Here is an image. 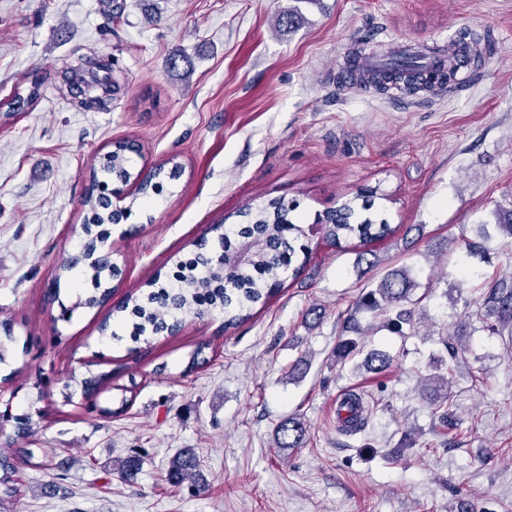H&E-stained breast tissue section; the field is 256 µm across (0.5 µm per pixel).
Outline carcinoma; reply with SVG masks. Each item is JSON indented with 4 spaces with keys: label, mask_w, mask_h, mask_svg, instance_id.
Listing matches in <instances>:
<instances>
[{
    "label": "carcinoma",
    "mask_w": 512,
    "mask_h": 512,
    "mask_svg": "<svg viewBox=\"0 0 512 512\" xmlns=\"http://www.w3.org/2000/svg\"><path fill=\"white\" fill-rule=\"evenodd\" d=\"M41 84L31 83L26 96L18 95L10 103L9 111L16 112L38 99ZM133 148L123 141L113 144V149L100 167L105 177L116 183L112 193L118 195L122 186L131 179L139 181V193H159L161 183L157 182L162 169H156L152 178L141 181L133 175L128 153ZM362 205H357L358 200ZM87 216L83 225L84 242L78 250L69 255L63 268L70 271L85 266L91 271L90 280L95 287L102 285V279L118 274V267L112 261H87V252L102 246L107 237L106 225L117 224L128 216L132 207L112 210V202L102 192L88 193L81 200ZM299 207L295 200L269 199L244 212L247 222L237 224L226 231L221 226L213 227L217 239L198 247L193 267L195 270L182 278L171 280L142 296L130 297L118 307L128 312L130 337L138 339L146 334L174 333L180 324V317L186 313L197 315L208 312V308H224V327L233 328L247 320L251 311L264 306L274 297L284 283L286 273L297 275L301 266L295 265L298 256H308L309 247L302 242L304 229L292 221L291 213ZM373 202L365 199L360 192L346 200L334 210L321 213L316 218L323 236L331 243L357 238L363 244L385 238L394 232L386 220H375L362 215L369 211ZM419 283L406 270L388 273L378 285L361 296L357 310L372 314L396 334H405L404 327L413 325V310L407 307ZM489 312L503 322L512 321V285L495 284L486 292ZM344 331L348 335L339 340L336 357L339 361L352 360L364 349L366 333L358 319L351 315ZM345 410L348 417L339 429L345 433L362 430L365 418L362 398L356 395L346 397L337 408ZM305 425L297 418H285L276 426L275 439L279 448H298L305 436ZM198 468V459L191 452H181L169 465L168 478L175 484L193 479ZM13 464L7 456L0 457V486L8 494L14 493L11 485Z\"/></svg>",
    "instance_id": "carcinoma-1"
}]
</instances>
